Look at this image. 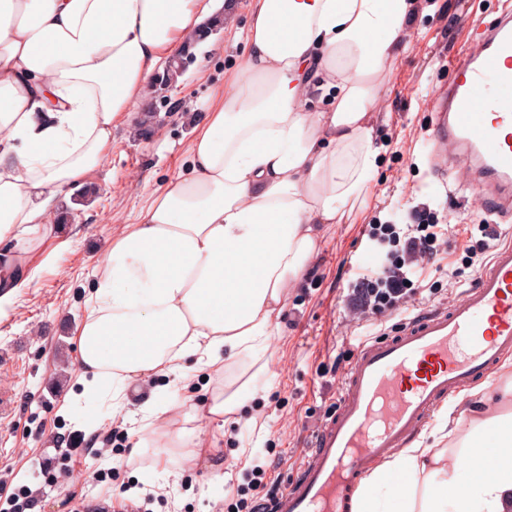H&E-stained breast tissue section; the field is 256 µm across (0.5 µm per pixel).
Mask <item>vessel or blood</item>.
Returning <instances> with one entry per match:
<instances>
[{
    "label": "vessel or blood",
    "instance_id": "b4317fda",
    "mask_svg": "<svg viewBox=\"0 0 512 512\" xmlns=\"http://www.w3.org/2000/svg\"><path fill=\"white\" fill-rule=\"evenodd\" d=\"M451 70L433 93L429 164L443 182L462 172L477 199L512 219V0L493 23H475ZM509 353L511 243L495 247L450 307L358 348L335 410L271 512H351L364 475L407 447L449 394L488 378Z\"/></svg>",
    "mask_w": 512,
    "mask_h": 512
}]
</instances>
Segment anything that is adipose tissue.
Here are the masks:
<instances>
[{"instance_id": "ef3b65f1", "label": "adipose tissue", "mask_w": 512, "mask_h": 512, "mask_svg": "<svg viewBox=\"0 0 512 512\" xmlns=\"http://www.w3.org/2000/svg\"><path fill=\"white\" fill-rule=\"evenodd\" d=\"M214 0H0V310L53 243L46 217L90 182L112 127L179 54ZM417 0H253L246 54L191 145L97 267L77 329L80 378L187 379L251 355L278 326L285 288L320 227L363 200L377 169L369 116L406 49ZM326 103L313 111L314 102ZM475 473L458 478L459 464ZM353 512H512V372L468 393L454 426L363 477Z\"/></svg>"}]
</instances>
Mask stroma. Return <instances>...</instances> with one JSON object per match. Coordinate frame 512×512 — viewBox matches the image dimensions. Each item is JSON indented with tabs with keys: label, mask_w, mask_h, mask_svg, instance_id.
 Masks as SVG:
<instances>
[{
	"label": "stroma",
	"mask_w": 512,
	"mask_h": 512,
	"mask_svg": "<svg viewBox=\"0 0 512 512\" xmlns=\"http://www.w3.org/2000/svg\"><path fill=\"white\" fill-rule=\"evenodd\" d=\"M500 0H428L406 29L408 49L389 64L383 92L370 115L378 169L363 201L347 205L340 223L324 225L309 273L288 289L279 333L255 356L224 361L225 393H239L240 409L225 423L190 422V444L173 455L157 454L161 435L148 447L112 454L113 430L131 433L144 425L143 405L157 393L208 400L211 385L154 374L128 383L120 407L104 394L85 393L79 377L76 329L95 289V268L126 225L138 223L156 190L186 170L196 126L202 125L216 89L245 56L251 0H222L227 26L194 48L196 59L178 78L169 103L146 91L135 112L112 130V146L82 192L88 206L58 201L56 229L70 239L0 313V512H14L12 495L27 492L33 512H71L89 501L121 512L115 489L129 497L156 488L163 497L152 512H249L254 467L273 466L279 486L296 478L318 428L336 406L355 349L398 332L408 317L452 305L489 263L461 246L474 225L499 224L501 243H512V223L463 193L445 192L431 174L420 142L433 112L432 93L449 79L448 62L466 46L471 21L491 22ZM426 204L448 227V254L420 269L422 292L408 313L357 320L345 306L347 284L356 279L363 255L374 254L363 236L368 224L402 223ZM98 429H91V422ZM54 458L72 477L50 487L38 462ZM112 472L97 483L96 469Z\"/></svg>",
	"instance_id": "1"
}]
</instances>
